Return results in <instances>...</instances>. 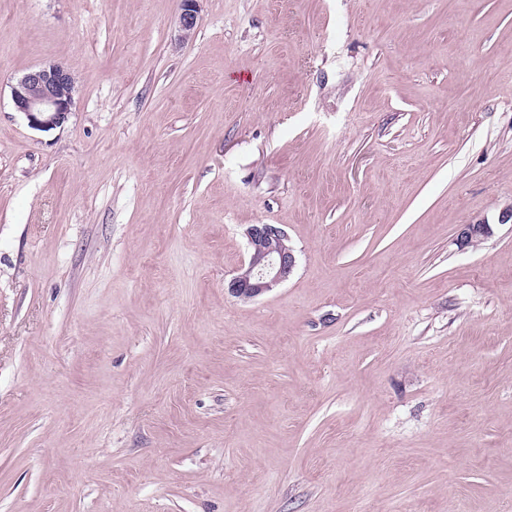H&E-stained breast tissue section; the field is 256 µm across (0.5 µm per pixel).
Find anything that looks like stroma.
<instances>
[{
    "instance_id": "obj_1",
    "label": "stroma",
    "mask_w": 512,
    "mask_h": 512,
    "mask_svg": "<svg viewBox=\"0 0 512 512\" xmlns=\"http://www.w3.org/2000/svg\"><path fill=\"white\" fill-rule=\"evenodd\" d=\"M197 9L0 0V512H512V0ZM180 1V15H179V26L182 32V38H190L195 31L197 25L198 11L197 2L198 0H179ZM74 83L71 73L61 65L35 68L12 86V100L32 128L50 130L71 112ZM245 235L248 261L229 281L227 288L237 298L252 300L288 281L297 258L294 250L287 246V234L276 224H251Z\"/></svg>"
}]
</instances>
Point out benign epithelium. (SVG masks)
<instances>
[{
  "label": "benign epithelium",
  "mask_w": 512,
  "mask_h": 512,
  "mask_svg": "<svg viewBox=\"0 0 512 512\" xmlns=\"http://www.w3.org/2000/svg\"><path fill=\"white\" fill-rule=\"evenodd\" d=\"M198 0H180L179 26L182 38H190L197 25ZM74 78L61 65L32 69L12 86V100L30 126L50 130L61 125L73 104ZM489 233L483 222L467 224L461 242L472 244ZM249 249L247 263L228 283L229 292L252 300L288 281L297 264L294 250L286 245L287 234L276 224H251L245 232Z\"/></svg>",
  "instance_id": "7a95c632"
}]
</instances>
